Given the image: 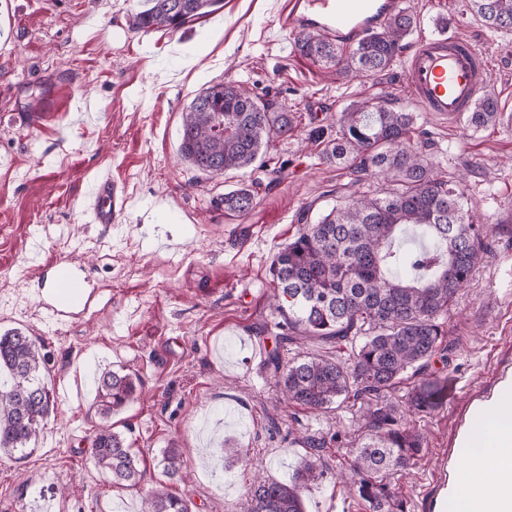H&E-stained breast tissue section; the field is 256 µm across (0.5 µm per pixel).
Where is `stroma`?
I'll return each mask as SVG.
<instances>
[{
	"label": "stroma",
	"instance_id": "obj_1",
	"mask_svg": "<svg viewBox=\"0 0 512 512\" xmlns=\"http://www.w3.org/2000/svg\"><path fill=\"white\" fill-rule=\"evenodd\" d=\"M289 0H223L218 16L177 31H134L145 0H0V331L21 328L49 359L45 379L56 404L36 451L0 456V512H141L149 485L166 483L192 512H243L253 464L291 481L306 455L305 433L354 434L345 406L316 413L283 400L252 345L275 340L262 327L270 266L296 231L303 206L333 204L337 188L378 193L383 181L320 163L310 131L335 136L350 102L389 95L416 113L419 149L448 180L465 176L476 223L499 225L492 248L448 315L450 359L431 370L451 379L448 402L410 417L425 435L416 467L395 475L407 512H423L416 491L435 485L431 454L456 446V424L475 395L512 367V32L493 34L465 0H402L420 19L417 35L445 19L491 58L488 86L503 116L474 130L419 112L404 86V65L388 75L345 78L296 50ZM243 84L296 111L291 137L266 155L280 173L258 168L212 178L178 157L182 115L216 82ZM67 97L71 109L45 115ZM126 184L129 210L112 225L86 223L81 209L99 170ZM261 181L254 209L218 207L240 183ZM58 260L85 269L97 296L79 319L53 321L39 305L36 267ZM139 382L138 399L111 422L147 468L135 489L113 486L95 469L91 439L104 423L93 401L103 369ZM249 467L219 456L224 440ZM188 475L166 481L159 465L170 445ZM306 512H367L338 482L303 493Z\"/></svg>",
	"mask_w": 512,
	"mask_h": 512
}]
</instances>
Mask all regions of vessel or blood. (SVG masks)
Listing matches in <instances>:
<instances>
[{"instance_id":"1","label":"vessel or blood","mask_w":512,"mask_h":512,"mask_svg":"<svg viewBox=\"0 0 512 512\" xmlns=\"http://www.w3.org/2000/svg\"><path fill=\"white\" fill-rule=\"evenodd\" d=\"M400 0H290L288 20L293 30L316 28L341 44L355 43L362 36L384 28L397 11ZM490 61L467 39L443 30L421 38L409 54L404 72L406 88L423 110L455 122L472 112L484 89ZM126 189L103 172L85 203L94 224H112L128 206ZM47 271V298L42 307L56 320L84 314L96 293L72 268L55 261L42 263ZM466 445L440 448L435 462L441 472L443 490L427 491V512H448L446 486L455 482L460 466L466 465ZM497 483L492 499L472 503V512H512V459L502 458L497 466Z\"/></svg>"}]
</instances>
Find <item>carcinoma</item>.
<instances>
[{
  "label": "carcinoma",
  "instance_id": "cac0c4a2",
  "mask_svg": "<svg viewBox=\"0 0 512 512\" xmlns=\"http://www.w3.org/2000/svg\"><path fill=\"white\" fill-rule=\"evenodd\" d=\"M468 7L488 30L512 31V0H468ZM218 9L219 0H150L132 27L176 31ZM417 24L416 14L402 7L381 31L347 50L314 29L295 34L294 43L301 55L339 76L370 77L393 66ZM498 118L496 98L485 93L468 127L483 128ZM295 119L241 84L214 83L185 112L180 157L206 176L248 170L271 138L294 132ZM338 126L336 137L324 141L321 159L380 176L389 188L380 195L352 193L315 219L310 206L299 213L296 236L270 267L277 320L264 330L285 344H350L344 360L307 353L285 361L276 349L268 367L296 405L325 413L350 400L359 403V433L350 440L348 465L338 470L323 457L326 439L314 435L303 440L308 456L293 481L265 477L255 466L246 512H305L302 489L329 477L371 512H405L388 475L411 470L424 444L405 412L426 416L448 402V375L428 366L435 355L452 351L448 311L490 249L492 229L473 223L462 184L443 179L413 145L414 114L396 99L353 101L341 111ZM260 186L253 181L224 193V213H250ZM409 230L425 247L400 249ZM47 364L41 344L25 330L0 333V454L25 457L36 450L56 403L43 381ZM408 377L414 384L404 400L386 398ZM136 394L132 375L105 370L97 379V411L109 420ZM92 448L94 466L112 484L136 487L145 480V465L122 434L105 426L93 435ZM159 465L165 476H181L182 450L163 449ZM142 512H190V505L161 485L144 498Z\"/></svg>",
  "mask_w": 512,
  "mask_h": 512
}]
</instances>
